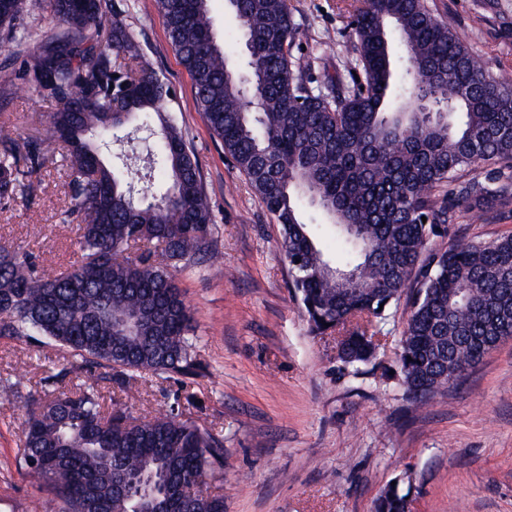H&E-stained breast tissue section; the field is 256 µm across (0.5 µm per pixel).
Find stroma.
<instances>
[{
	"mask_svg": "<svg viewBox=\"0 0 512 512\" xmlns=\"http://www.w3.org/2000/svg\"><path fill=\"white\" fill-rule=\"evenodd\" d=\"M152 68L173 86L175 123L193 145L215 215L224 273L205 264L178 267L175 280L193 311L206 374L169 380L122 400L130 415L188 412L224 436V464L211 481L226 512H374L390 481L408 478L409 512H512V338L464 379L410 410L395 380L343 375L329 341L314 338L294 298L280 227L226 160L199 114L192 82L167 38L155 0H110ZM459 37L483 32L473 54L512 80V0H427ZM299 36L293 53L319 78L352 60L351 15L358 0H290ZM13 112L15 139L43 132L51 106L33 87L0 71V104ZM156 138L127 127L103 151L105 162L142 179L154 172ZM65 174L42 175L37 198L0 208V242L29 253L39 270L64 269L79 255L77 225L66 224ZM80 363L38 339H0V380L38 382ZM26 403L0 399V512H45L20 463Z\"/></svg>",
	"mask_w": 512,
	"mask_h": 512,
	"instance_id": "stroma-1",
	"label": "stroma"
}]
</instances>
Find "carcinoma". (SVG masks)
Listing matches in <instances>:
<instances>
[{"label":"carcinoma","mask_w":512,"mask_h":512,"mask_svg":"<svg viewBox=\"0 0 512 512\" xmlns=\"http://www.w3.org/2000/svg\"><path fill=\"white\" fill-rule=\"evenodd\" d=\"M228 2L245 39L242 66L219 40L209 0H156L199 112L280 225L309 331L334 338L339 369L357 378L381 366L378 325L407 297L392 378L422 406L465 377L481 346L512 336L499 319L512 314V234L434 246L462 204L483 224L512 214V81L486 71L425 0H363L350 81L338 75L325 93L298 73L289 0ZM50 6L59 26L39 30L22 0H0L3 39L36 43L3 67L53 106L44 133L0 138V205L32 200L33 176L63 161L81 257L39 274L0 244V337H43L106 369L124 394L149 377H200L192 310L168 267L221 273L223 256L197 156L168 113L172 87L122 24L102 26L107 0ZM137 118L159 125L152 164L164 177L138 201L132 173L100 154ZM304 200L329 221L344 264L321 249L319 225L303 221ZM39 385L27 392L21 460L30 485L48 492L47 512H224V497L208 491L224 462L221 434L183 412L107 415L85 381ZM403 484L386 485L375 512H407Z\"/></svg>","instance_id":"obj_1"}]
</instances>
